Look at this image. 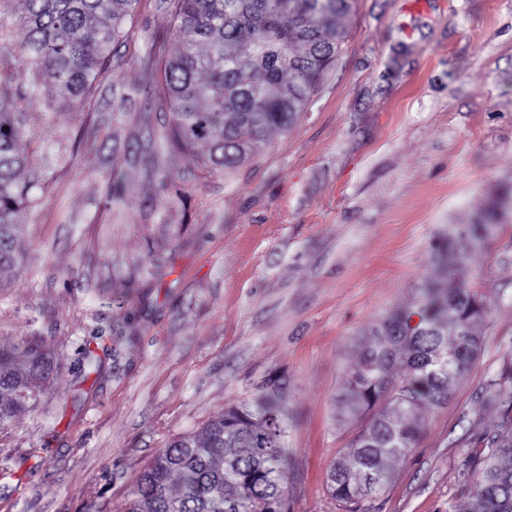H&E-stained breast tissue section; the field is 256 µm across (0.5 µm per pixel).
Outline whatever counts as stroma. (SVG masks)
I'll return each instance as SVG.
<instances>
[{
    "instance_id": "obj_1",
    "label": "stroma",
    "mask_w": 512,
    "mask_h": 512,
    "mask_svg": "<svg viewBox=\"0 0 512 512\" xmlns=\"http://www.w3.org/2000/svg\"><path fill=\"white\" fill-rule=\"evenodd\" d=\"M169 0H138L106 74L74 110L14 61L22 179L38 180L17 264L0 272V346L48 347L40 404L0 429V512H125L179 434L275 381L292 453L288 512H340L326 489L360 423L340 398L369 331L466 262L489 318L446 406L422 414L369 512H457L480 400L512 367V215L456 227L512 194V0H354L313 103L227 174L161 177L167 106L140 60ZM504 210L500 203L495 202L483 211L472 224L459 228L458 235L478 239L487 234L491 228L503 221Z\"/></svg>"
}]
</instances>
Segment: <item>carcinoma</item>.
<instances>
[{"instance_id": "1", "label": "carcinoma", "mask_w": 512, "mask_h": 512, "mask_svg": "<svg viewBox=\"0 0 512 512\" xmlns=\"http://www.w3.org/2000/svg\"><path fill=\"white\" fill-rule=\"evenodd\" d=\"M25 30L19 55L74 107L106 73L136 0H11ZM351 0H173L176 24L142 62L149 85L163 65L170 161L195 160L226 173L261 149L271 130L293 127L334 65L346 37ZM177 50L167 52V39ZM18 114L0 99V271L13 266L33 185L19 180L25 158ZM495 202L458 235L478 239L503 221ZM448 252L444 279L369 333L346 380L344 412L365 420L332 468L327 492L343 512H362L389 481V463L415 448L426 407L448 402L450 388L477 361L488 317L483 296ZM55 370L40 347L0 349V428L31 411ZM484 410L501 411L481 439L463 480L479 490L462 512H512V368L491 382ZM288 414L278 382L251 403L224 409L199 430L161 449L141 470L126 512H288Z\"/></svg>"}]
</instances>
